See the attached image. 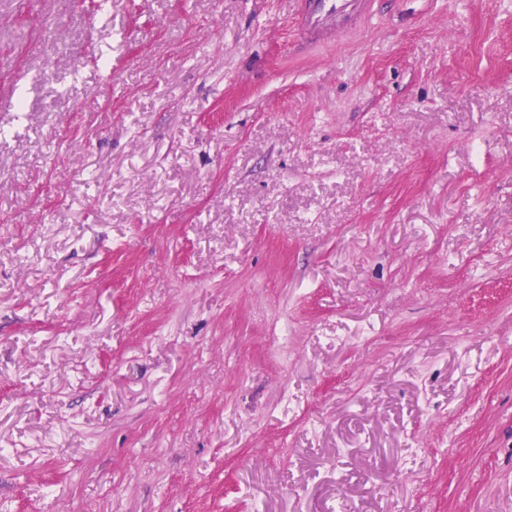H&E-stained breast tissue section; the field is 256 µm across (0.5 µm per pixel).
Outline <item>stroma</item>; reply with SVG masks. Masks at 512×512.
<instances>
[{"instance_id": "1", "label": "stroma", "mask_w": 512, "mask_h": 512, "mask_svg": "<svg viewBox=\"0 0 512 512\" xmlns=\"http://www.w3.org/2000/svg\"><path fill=\"white\" fill-rule=\"evenodd\" d=\"M292 9L0 0V512H512V0ZM376 0H294L300 46L325 41L359 27L374 14Z\"/></svg>"}]
</instances>
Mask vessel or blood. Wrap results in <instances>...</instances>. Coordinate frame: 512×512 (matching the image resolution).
Wrapping results in <instances>:
<instances>
[{
	"label": "vessel or blood",
	"instance_id": "obj_1",
	"mask_svg": "<svg viewBox=\"0 0 512 512\" xmlns=\"http://www.w3.org/2000/svg\"><path fill=\"white\" fill-rule=\"evenodd\" d=\"M376 0H294L301 47L359 27L374 13Z\"/></svg>",
	"mask_w": 512,
	"mask_h": 512
}]
</instances>
